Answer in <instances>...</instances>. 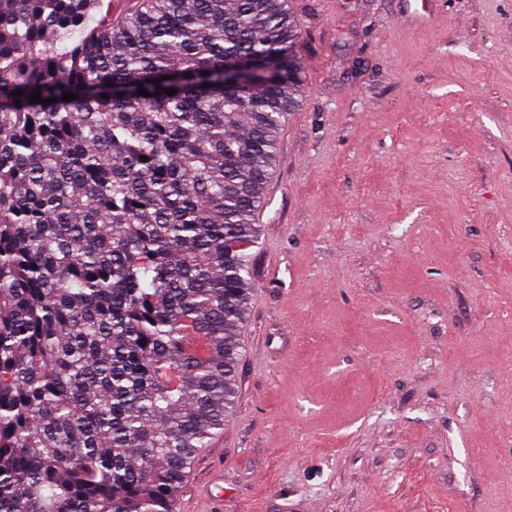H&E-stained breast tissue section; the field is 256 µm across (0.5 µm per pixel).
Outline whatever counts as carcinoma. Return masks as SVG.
<instances>
[{"label":"carcinoma","mask_w":512,"mask_h":512,"mask_svg":"<svg viewBox=\"0 0 512 512\" xmlns=\"http://www.w3.org/2000/svg\"><path fill=\"white\" fill-rule=\"evenodd\" d=\"M299 38L286 0H0V512H175L234 406Z\"/></svg>","instance_id":"carcinoma-1"}]
</instances>
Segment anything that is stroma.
Returning <instances> with one entry per match:
<instances>
[{
  "mask_svg": "<svg viewBox=\"0 0 512 512\" xmlns=\"http://www.w3.org/2000/svg\"><path fill=\"white\" fill-rule=\"evenodd\" d=\"M237 394L176 512H512V0H288Z\"/></svg>",
  "mask_w": 512,
  "mask_h": 512,
  "instance_id": "35a3bbf8",
  "label": "stroma"
}]
</instances>
